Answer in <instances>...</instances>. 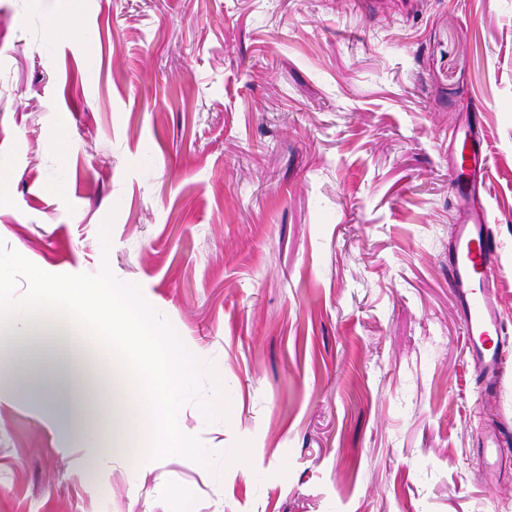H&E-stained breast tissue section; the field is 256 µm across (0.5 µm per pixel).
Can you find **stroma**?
<instances>
[{
	"label": "stroma",
	"mask_w": 512,
	"mask_h": 512,
	"mask_svg": "<svg viewBox=\"0 0 512 512\" xmlns=\"http://www.w3.org/2000/svg\"><path fill=\"white\" fill-rule=\"evenodd\" d=\"M470 116L512 337V0H0L6 301L109 273L224 378L179 415L220 485L0 382V512H512L448 287ZM26 256L22 251L0 252V291L1 296L5 288H9L13 275L19 267L26 265Z\"/></svg>",
	"instance_id": "stroma-1"
}]
</instances>
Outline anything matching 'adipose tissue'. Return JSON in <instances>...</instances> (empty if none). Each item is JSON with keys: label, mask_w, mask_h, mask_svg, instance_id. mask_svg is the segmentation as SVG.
Segmentation results:
<instances>
[{"label": "adipose tissue", "mask_w": 512, "mask_h": 512, "mask_svg": "<svg viewBox=\"0 0 512 512\" xmlns=\"http://www.w3.org/2000/svg\"><path fill=\"white\" fill-rule=\"evenodd\" d=\"M90 331L109 337L110 361L89 347ZM206 371L133 287L115 286L106 275L67 289L40 280L27 306L0 303L1 381L60 405L86 432L87 447L122 449L134 468L158 454L182 456L220 485L223 467L211 464L208 449L193 446L178 423L188 402L203 418L223 415V378H214L209 396L196 389ZM132 426L143 436L128 446L124 431Z\"/></svg>", "instance_id": "1"}]
</instances>
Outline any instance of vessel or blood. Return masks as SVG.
I'll return each mask as SVG.
<instances>
[{"instance_id":"vessel-or-blood-1","label":"vessel or blood","mask_w":512,"mask_h":512,"mask_svg":"<svg viewBox=\"0 0 512 512\" xmlns=\"http://www.w3.org/2000/svg\"><path fill=\"white\" fill-rule=\"evenodd\" d=\"M449 144L448 190L454 201L453 245L448 254V286L462 317L465 347L485 397H495L512 366V338L504 336L495 275L498 242L483 200L490 155L473 124L453 127Z\"/></svg>"}]
</instances>
